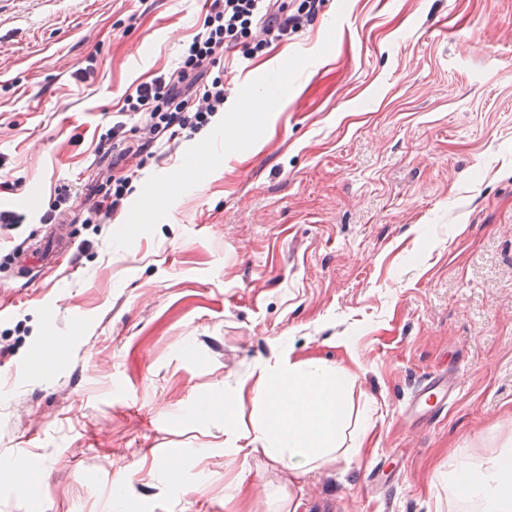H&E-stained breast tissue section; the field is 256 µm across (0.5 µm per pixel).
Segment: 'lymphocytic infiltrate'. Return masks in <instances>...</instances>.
Listing matches in <instances>:
<instances>
[{
  "mask_svg": "<svg viewBox=\"0 0 512 512\" xmlns=\"http://www.w3.org/2000/svg\"><path fill=\"white\" fill-rule=\"evenodd\" d=\"M323 5L324 0H214L179 67L126 95L123 111L140 120L138 142L126 151V171L109 177L107 189H95L88 198L82 210L84 223H102L123 208L143 153L180 134L199 132L223 112L224 80L215 69L224 52L252 59L311 25Z\"/></svg>",
  "mask_w": 512,
  "mask_h": 512,
  "instance_id": "obj_1",
  "label": "lymphocytic infiltrate"
}]
</instances>
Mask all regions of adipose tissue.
I'll use <instances>...</instances> for the list:
<instances>
[{
    "mask_svg": "<svg viewBox=\"0 0 512 512\" xmlns=\"http://www.w3.org/2000/svg\"><path fill=\"white\" fill-rule=\"evenodd\" d=\"M357 379L349 368L322 361L260 368L251 387L236 393L237 402L252 400L257 409L251 445L296 475L347 458L369 430L367 411L351 412L347 403ZM448 505L512 512V447L484 461L450 466Z\"/></svg>",
    "mask_w": 512,
    "mask_h": 512,
    "instance_id": "ef3b65f1",
    "label": "adipose tissue"
}]
</instances>
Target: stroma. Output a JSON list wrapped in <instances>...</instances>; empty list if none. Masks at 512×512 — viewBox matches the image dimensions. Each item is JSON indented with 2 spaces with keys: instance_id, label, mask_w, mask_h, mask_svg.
Segmentation results:
<instances>
[{
  "instance_id": "obj_1",
  "label": "stroma",
  "mask_w": 512,
  "mask_h": 512,
  "mask_svg": "<svg viewBox=\"0 0 512 512\" xmlns=\"http://www.w3.org/2000/svg\"><path fill=\"white\" fill-rule=\"evenodd\" d=\"M207 9L0 0V212L23 217L0 231V512H225L235 485L239 512H436L449 465L512 440V0H325L291 40L227 54L223 114L146 157L121 215L63 210L71 250L15 273L58 189L120 164L99 148L113 112ZM286 359L358 370L351 459L225 458V401ZM448 371L455 402L412 425L413 388Z\"/></svg>"
}]
</instances>
